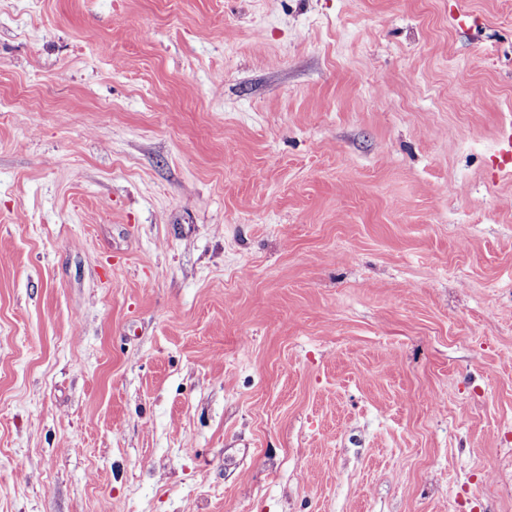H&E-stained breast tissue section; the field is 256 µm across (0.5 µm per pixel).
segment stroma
<instances>
[{"label": "stroma", "mask_w": 512, "mask_h": 512, "mask_svg": "<svg viewBox=\"0 0 512 512\" xmlns=\"http://www.w3.org/2000/svg\"><path fill=\"white\" fill-rule=\"evenodd\" d=\"M512 0H0V512H512Z\"/></svg>", "instance_id": "35a3bbf8"}]
</instances>
